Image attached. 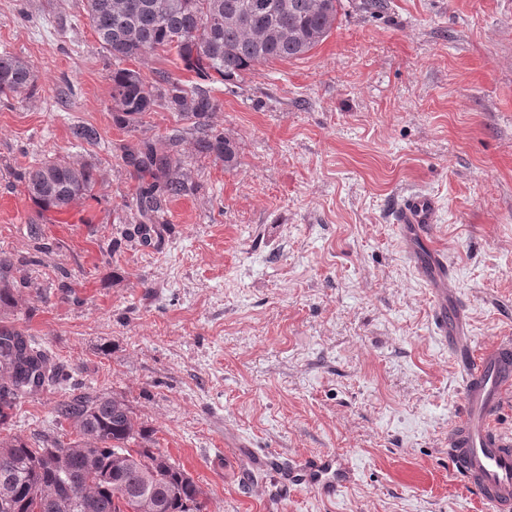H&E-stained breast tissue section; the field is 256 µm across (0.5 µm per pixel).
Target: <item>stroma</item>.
I'll list each match as a JSON object with an SVG mask.
<instances>
[{"label":"stroma","mask_w":512,"mask_h":512,"mask_svg":"<svg viewBox=\"0 0 512 512\" xmlns=\"http://www.w3.org/2000/svg\"><path fill=\"white\" fill-rule=\"evenodd\" d=\"M84 4L0 0V51L36 82L0 102V256L14 264L1 279L17 301L0 326L66 374L22 399L7 433L59 432L55 405L76 386L124 396L206 490V512H489L448 472L458 365L390 207L406 190L437 196L433 239L473 343L512 336V0H343L304 58L210 83L230 168L172 110L115 122L112 62ZM165 135L185 190L147 244L121 149ZM49 157L95 172L90 198L61 214L20 179ZM243 443L334 453L356 480L271 503L269 477L237 474Z\"/></svg>","instance_id":"35a3bbf8"}]
</instances>
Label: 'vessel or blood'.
I'll return each mask as SVG.
<instances>
[{"label":"vessel or blood","mask_w":512,"mask_h":512,"mask_svg":"<svg viewBox=\"0 0 512 512\" xmlns=\"http://www.w3.org/2000/svg\"><path fill=\"white\" fill-rule=\"evenodd\" d=\"M391 218L411 265L434 296L435 331L448 340L460 367L464 408L448 432V469L491 512H512V434L496 425L503 398L512 391V341L478 352L464 323L449 320L452 274L444 253L432 240L439 218L436 197L420 190L403 192L395 200ZM238 459L270 473L279 493L304 485L332 495L354 479L350 463L333 454L288 460L245 448Z\"/></svg>","instance_id":"vessel-or-blood-1"}]
</instances>
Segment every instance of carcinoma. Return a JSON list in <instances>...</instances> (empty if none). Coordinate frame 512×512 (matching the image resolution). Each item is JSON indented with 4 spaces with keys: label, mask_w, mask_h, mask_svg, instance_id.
I'll use <instances>...</instances> for the list:
<instances>
[{
    "label": "carcinoma",
    "mask_w": 512,
    "mask_h": 512,
    "mask_svg": "<svg viewBox=\"0 0 512 512\" xmlns=\"http://www.w3.org/2000/svg\"><path fill=\"white\" fill-rule=\"evenodd\" d=\"M86 0L102 48L115 62L108 75L116 121L139 123L164 106L198 121L217 108L200 86H187L166 72L150 83L121 63L152 51L174 54L184 69L203 80L224 82L258 65L306 56L337 28L341 0ZM34 73L24 59L0 52V101L34 90ZM173 139L158 138L122 160L139 177L137 221L154 223L163 202L184 191L181 161ZM198 152L224 159L236 151L220 133L205 131ZM30 197L43 209L66 211L87 196L94 170L46 160L22 174ZM60 364L22 332L0 329V430L21 398L57 381ZM56 419L69 431L59 436L0 437V512H205L203 488L140 426L127 402L112 393L72 392L55 405Z\"/></svg>",
    "instance_id": "obj_1"
}]
</instances>
